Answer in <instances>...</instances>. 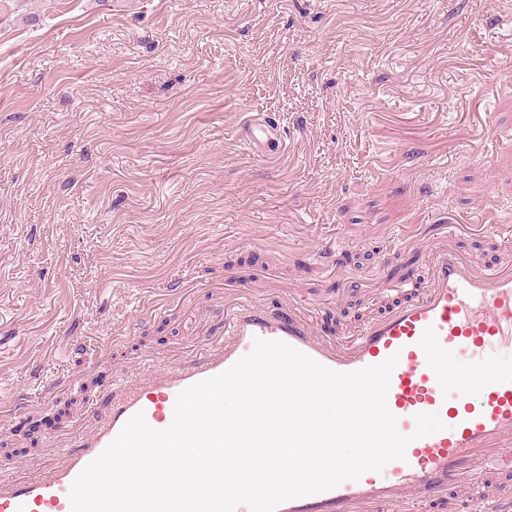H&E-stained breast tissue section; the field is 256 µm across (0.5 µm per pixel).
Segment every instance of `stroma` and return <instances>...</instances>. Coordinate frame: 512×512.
Here are the masks:
<instances>
[{"label":"stroma","mask_w":512,"mask_h":512,"mask_svg":"<svg viewBox=\"0 0 512 512\" xmlns=\"http://www.w3.org/2000/svg\"><path fill=\"white\" fill-rule=\"evenodd\" d=\"M451 224L505 259L512 0H0V412L29 407L0 480L200 354L225 298L352 337ZM244 138L256 153L264 156L274 152L272 147L269 146L271 139L275 140L274 144H277L276 149L279 148L280 144L273 128L266 118L260 115H255L254 118L250 119L248 127L244 130Z\"/></svg>","instance_id":"obj_1"}]
</instances>
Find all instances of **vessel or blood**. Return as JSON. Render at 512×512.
<instances>
[{
  "mask_svg": "<svg viewBox=\"0 0 512 512\" xmlns=\"http://www.w3.org/2000/svg\"><path fill=\"white\" fill-rule=\"evenodd\" d=\"M275 133L254 116L244 138L270 155ZM460 227L439 233L427 248L424 285L370 319L355 337L332 343L283 306L245 302L224 309V344L184 365L140 381L113 403L100 426L81 434L42 476L0 484V512H72L70 491L81 471L135 414L168 428L179 392L216 376L250 354L255 339L278 340L337 372H352L397 356L387 407L410 442L401 460L337 487L280 503L276 512H399L407 495L443 504L463 492L466 512H512V492L465 494L472 470L512 468V368L496 356L512 350V262L490 270L458 248ZM485 357L487 374L473 380L467 362ZM438 414L444 428L414 438L415 417Z\"/></svg>",
  "mask_w": 512,
  "mask_h": 512,
  "instance_id": "vessel-or-blood-1",
  "label": "vessel or blood"
}]
</instances>
